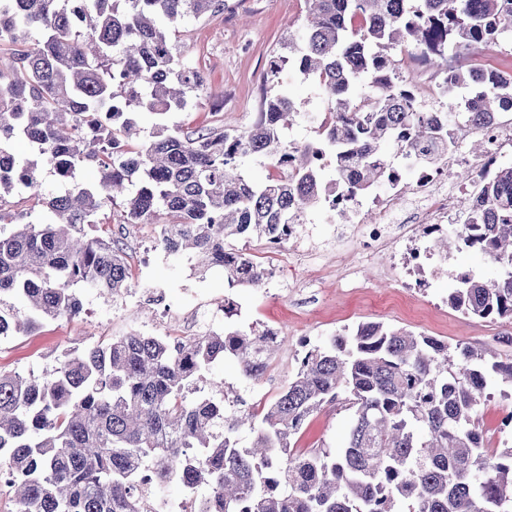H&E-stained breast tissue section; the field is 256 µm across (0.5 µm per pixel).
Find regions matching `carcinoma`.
Returning <instances> with one entry per match:
<instances>
[{
	"label": "carcinoma",
	"mask_w": 512,
	"mask_h": 512,
	"mask_svg": "<svg viewBox=\"0 0 512 512\" xmlns=\"http://www.w3.org/2000/svg\"><path fill=\"white\" fill-rule=\"evenodd\" d=\"M308 23L272 57L256 122L245 130L170 128L167 114L207 96L202 70L183 55L178 22L224 14L226 0H0V203L18 184L47 219L0 212V333L33 336L82 310L80 292L112 299L131 280L124 243L90 235L110 207L121 224L179 225L167 251L224 268L228 285L261 288L264 271L232 239L281 237L283 225L326 200L324 152L358 157L357 194L392 183L369 161L386 144L406 151L448 144V113L422 112L394 82L390 49L426 62L465 56L512 28V0H306ZM312 80L331 105L318 146L293 145L300 115L288 71ZM444 93L479 88L464 124L512 109V71L483 63L445 68ZM142 120L148 138L133 146ZM27 142L35 159L14 153ZM270 161L266 181L245 163ZM99 177L67 194L36 191L47 170ZM473 221L439 247L481 251L490 282L458 279L448 304L512 322V163L487 172ZM23 300L17 308L13 300ZM271 332L226 327L174 345L130 332L74 348L52 371H0V470L11 512H144L139 486L205 485L211 512H512V446L485 448L477 407L493 382L512 384V359L469 344L361 322L310 349L267 407L224 409L213 364L233 359L252 376L272 355ZM351 412L343 446L295 453L305 421L327 406ZM255 432L246 446L239 433Z\"/></svg>",
	"instance_id": "1"
}]
</instances>
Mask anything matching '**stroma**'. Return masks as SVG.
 Segmentation results:
<instances>
[{
	"label": "stroma",
	"instance_id": "1",
	"mask_svg": "<svg viewBox=\"0 0 512 512\" xmlns=\"http://www.w3.org/2000/svg\"><path fill=\"white\" fill-rule=\"evenodd\" d=\"M229 8L212 20L185 19L180 24L182 42L188 57L202 69L208 97L202 104L169 115L170 125L191 130L202 125L250 127L256 120L263 94V80L273 50L294 34L305 20L304 0H228ZM300 103L303 117L285 132L287 141H309L325 117L328 106L312 82L295 77L288 86ZM314 231L322 249L317 261L294 264L283 272L288 297L269 300L263 290L240 291L248 323L256 328L273 326L281 331V341L274 356L275 369L260 382L246 379L237 364H216L213 373L237 388L244 400L264 397L272 401L296 372V339L309 336L319 343L344 328L361 322L377 321L395 328L440 339L448 345L466 343L485 348L501 357L512 358V345L503 339L512 336V322L475 319L452 309L448 304V283L439 281L428 297L408 304L399 285L400 274L391 260L378 263L362 261L348 253L347 261L357 267L360 289L349 288L344 271L336 265V228L330 219L317 215ZM185 258L166 253L152 272L155 285L164 287L166 302L176 308L192 302L184 272ZM82 312L74 320H60L46 325L35 336H17L0 342V370L22 375H40L55 368L61 355L71 350L76 338L93 344L113 336L112 306L95 290L81 295ZM349 426V413L327 407L310 417L294 439V449L307 452L342 446Z\"/></svg>",
	"mask_w": 512,
	"mask_h": 512
}]
</instances>
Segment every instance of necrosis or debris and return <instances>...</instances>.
Segmentation results:
<instances>
[{"instance_id": "1", "label": "necrosis or debris", "mask_w": 512, "mask_h": 512, "mask_svg": "<svg viewBox=\"0 0 512 512\" xmlns=\"http://www.w3.org/2000/svg\"><path fill=\"white\" fill-rule=\"evenodd\" d=\"M484 147L481 160H474L465 151L455 148L440 153L431 166H415L404 156L383 153L380 164L395 176L392 193L380 199L370 195L347 197L346 187L354 179L358 168L356 158L346 159L336 173V183L324 207L327 216L345 213L353 225L355 244L364 258L374 259L383 252L398 256L400 271L407 287L426 290L437 278L446 276L448 269L438 247V239L446 234L448 225L461 223L468 210L465 187L449 188L443 176L449 168L468 169L480 174L485 162L512 149V120L477 125L467 132ZM415 168V180L407 181L403 171ZM312 233L306 217H298L289 225L286 241L265 240L257 251L259 264L265 271L267 285L279 287L281 273L293 256V246L299 245ZM163 232L154 229V245L142 251V262L125 290L121 301L125 304L148 299H161L163 291L152 285L148 269L163 254ZM242 304L235 291H227L222 301L198 303L172 317L169 309H162L149 325L151 335L164 336L180 343L196 336H205L223 330L227 318L241 315Z\"/></svg>"}]
</instances>
